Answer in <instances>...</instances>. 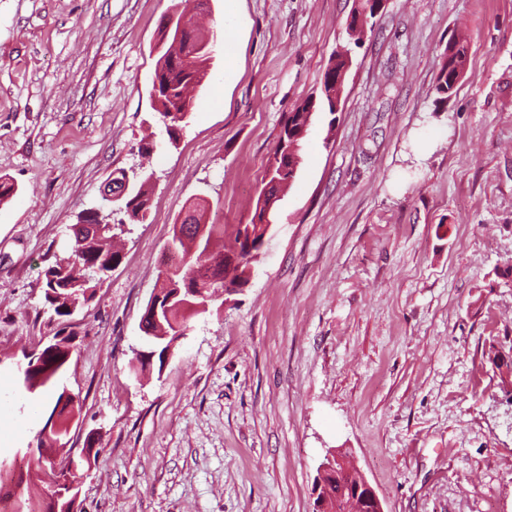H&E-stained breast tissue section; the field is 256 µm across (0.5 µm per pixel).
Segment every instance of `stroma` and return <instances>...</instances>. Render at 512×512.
I'll list each match as a JSON object with an SVG mask.
<instances>
[{"mask_svg":"<svg viewBox=\"0 0 512 512\" xmlns=\"http://www.w3.org/2000/svg\"><path fill=\"white\" fill-rule=\"evenodd\" d=\"M171 0H0V470L48 505L50 463L82 512H313L327 456L384 512H512V0H385L336 114L308 129L249 282L192 317L162 368L139 328L172 227L247 224L282 125L320 87L354 0H240L170 145L150 89ZM470 37L447 101L449 39ZM235 57L237 73L225 77ZM155 140L150 156L141 142ZM154 171L150 215L92 300L56 317L43 272L113 171ZM57 388L24 391L56 335ZM68 448L29 455L58 388ZM31 417L10 441L3 424Z\"/></svg>","mask_w":512,"mask_h":512,"instance_id":"stroma-1","label":"stroma"}]
</instances>
